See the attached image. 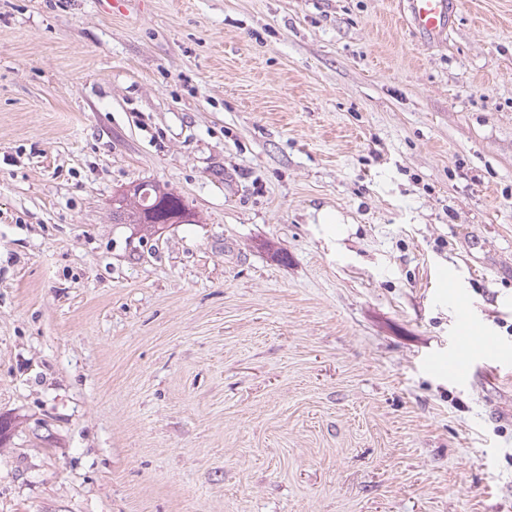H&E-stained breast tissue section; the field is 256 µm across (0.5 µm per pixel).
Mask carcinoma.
I'll list each match as a JSON object with an SVG mask.
<instances>
[{"label":"carcinoma","mask_w":512,"mask_h":512,"mask_svg":"<svg viewBox=\"0 0 512 512\" xmlns=\"http://www.w3.org/2000/svg\"><path fill=\"white\" fill-rule=\"evenodd\" d=\"M189 206L171 190L157 183L142 182L112 199V220L117 224H138L151 236L167 224L195 223L183 217Z\"/></svg>","instance_id":"obj_1"}]
</instances>
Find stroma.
Here are the masks:
<instances>
[{
  "mask_svg": "<svg viewBox=\"0 0 512 512\" xmlns=\"http://www.w3.org/2000/svg\"><path fill=\"white\" fill-rule=\"evenodd\" d=\"M401 2L0 0V512H512V0ZM408 21L414 32L426 42L441 41L452 26L459 0H404ZM185 210L191 213L192 220L184 219ZM112 220L117 224H139L144 235L148 236L163 229L165 224L197 222L195 214L179 195L152 182L139 183L132 191L113 198Z\"/></svg>",
  "mask_w": 512,
  "mask_h": 512,
  "instance_id": "35a3bbf8",
  "label": "stroma"
}]
</instances>
